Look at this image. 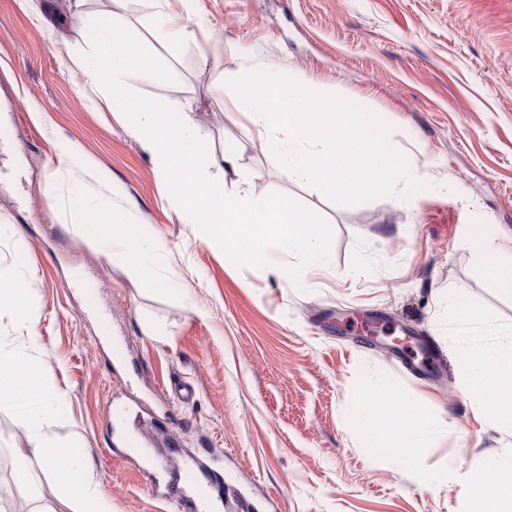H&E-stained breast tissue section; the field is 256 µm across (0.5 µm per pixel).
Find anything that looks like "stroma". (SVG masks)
<instances>
[{
  "instance_id": "35a3bbf8",
  "label": "stroma",
  "mask_w": 512,
  "mask_h": 512,
  "mask_svg": "<svg viewBox=\"0 0 512 512\" xmlns=\"http://www.w3.org/2000/svg\"><path fill=\"white\" fill-rule=\"evenodd\" d=\"M0 0V269L24 273L32 328L0 320V350L45 368L63 398L49 436L73 443L91 463L112 512H203L191 496L162 490L181 456L218 482L221 512H463L462 487L425 488L423 474L481 469L506 442L490 416L474 413L464 373L444 339L491 341L512 323V298L478 273L472 244L512 254V0H199L195 37L169 55L141 0ZM116 14L131 41L153 55L163 78L136 92L179 107L212 136L214 154L236 142L247 188L285 196L327 225L332 259L295 288L272 266L257 270L220 257L180 223L148 156L111 112L88 111L93 90L72 65L96 37L91 17ZM292 73L368 110L390 128L393 147L420 176L408 197L352 208L287 180L246 132L230 97L209 87L238 66ZM41 120H34V113ZM67 147L77 154L59 163ZM94 157L95 172L81 166ZM59 167L47 181L48 167ZM125 199L138 223L164 243L157 274L184 293L140 285L120 258L105 260L67 209L69 198ZM100 284L96 310L72 285ZM460 291L488 319L463 331L437 302ZM376 319L382 345L363 323ZM447 422L407 470L363 447L356 428L363 362ZM190 387L189 404L176 403ZM125 407L145 443L126 457L106 425L107 404ZM26 402L0 400V488L11 512H31L30 494L5 475L40 473L22 426Z\"/></svg>"
}]
</instances>
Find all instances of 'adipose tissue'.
I'll use <instances>...</instances> for the list:
<instances>
[{
    "label": "adipose tissue",
    "instance_id": "obj_1",
    "mask_svg": "<svg viewBox=\"0 0 512 512\" xmlns=\"http://www.w3.org/2000/svg\"><path fill=\"white\" fill-rule=\"evenodd\" d=\"M92 25L96 39L89 50L73 60L85 79L98 92L87 98L89 110H106L125 122L152 163L159 181L176 180L168 204L182 223L195 225L201 240L236 263L257 268L271 267L268 253L280 250L288 255L286 264L274 268L290 284H306L310 269L325 265L331 257L326 226L285 197L252 198L245 189L227 191V172L239 168V152L225 147L214 155L210 137L193 117L191 104L173 111L167 106L135 95L137 83L157 76L154 60L129 40L116 20L101 15ZM74 209L107 215L106 224L88 235L87 242L104 256L120 252L128 266L138 273L143 287L161 292L171 282L158 277L147 262L158 253L160 243L144 225L135 223L124 203L100 205L85 199L73 201ZM26 324L31 319L27 279L21 274L0 273V317ZM449 350L462 364V391L470 406L491 415L495 427L512 437V324L499 330L497 340L476 346L452 340ZM43 367L32 364L20 353H0V397L24 398L40 390ZM364 383L359 403L367 418L358 436L365 447L413 466L419 454L441 431L437 419L412 398L400 395L372 365L363 364ZM62 407L60 396L45 393L40 405L30 407L23 426L34 440V454L42 469L58 476L57 505L67 512H112L108 494L95 481L92 467L73 447L49 438L44 428ZM482 474L466 478L463 487L465 512H512V448L483 458ZM492 481H485L484 473Z\"/></svg>",
    "mask_w": 512,
    "mask_h": 512
}]
</instances>
